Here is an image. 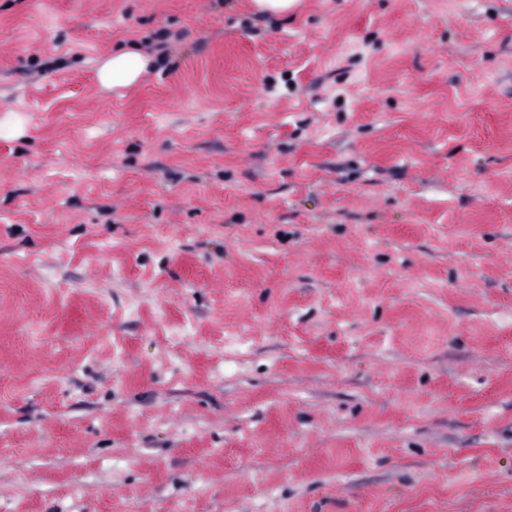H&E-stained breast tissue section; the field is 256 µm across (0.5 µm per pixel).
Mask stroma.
<instances>
[{"label": "stroma", "mask_w": 512, "mask_h": 512, "mask_svg": "<svg viewBox=\"0 0 512 512\" xmlns=\"http://www.w3.org/2000/svg\"><path fill=\"white\" fill-rule=\"evenodd\" d=\"M0 512H512V0H0ZM152 64L149 55L128 51L112 55L98 67V81L107 88L131 87Z\"/></svg>", "instance_id": "stroma-1"}]
</instances>
